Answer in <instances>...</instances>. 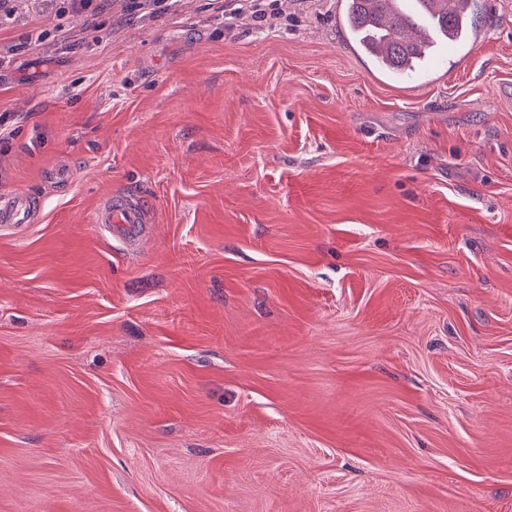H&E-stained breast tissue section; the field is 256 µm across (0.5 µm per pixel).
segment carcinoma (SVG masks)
<instances>
[{"label": "carcinoma", "mask_w": 512, "mask_h": 512, "mask_svg": "<svg viewBox=\"0 0 512 512\" xmlns=\"http://www.w3.org/2000/svg\"><path fill=\"white\" fill-rule=\"evenodd\" d=\"M458 26L453 12L395 11L391 0H349L344 29L355 50L370 58L377 71L404 81L417 74L424 61L408 52L406 40L426 30L431 46L440 41L442 32Z\"/></svg>", "instance_id": "carcinoma-1"}]
</instances>
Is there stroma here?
<instances>
[{
  "label": "stroma",
  "instance_id": "obj_1",
  "mask_svg": "<svg viewBox=\"0 0 512 512\" xmlns=\"http://www.w3.org/2000/svg\"><path fill=\"white\" fill-rule=\"evenodd\" d=\"M260 2L0 8V512H512V0L401 82ZM35 204L25 193H15L0 199V233H18L29 226ZM92 223L96 224L99 233L106 232L111 237L113 227L122 241L137 238L143 230L140 208L125 199L110 198L103 202L94 210Z\"/></svg>",
  "mask_w": 512,
  "mask_h": 512
}]
</instances>
